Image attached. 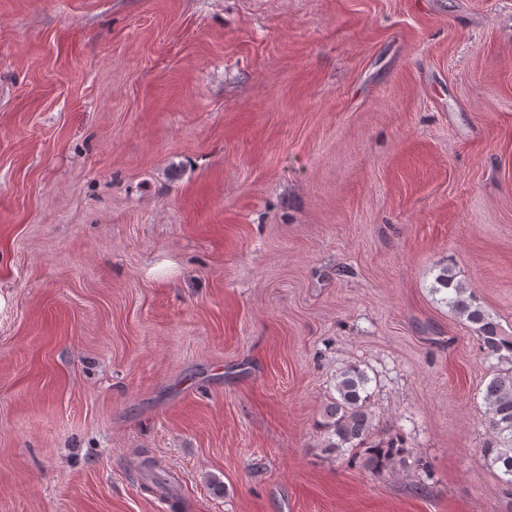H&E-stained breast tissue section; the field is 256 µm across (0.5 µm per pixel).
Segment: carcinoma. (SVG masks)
Returning <instances> with one entry per match:
<instances>
[{
    "label": "carcinoma",
    "mask_w": 512,
    "mask_h": 512,
    "mask_svg": "<svg viewBox=\"0 0 512 512\" xmlns=\"http://www.w3.org/2000/svg\"><path fill=\"white\" fill-rule=\"evenodd\" d=\"M432 289L448 291L445 303L473 326L486 354L497 360L498 369L483 390L487 424L496 437L485 453L492 463L501 465L507 482L512 484V336L504 333L468 288L456 280L452 268L438 269ZM370 382L367 373L357 366L347 367L337 378L336 396L326 406L322 423L323 448L328 453L333 455L345 448L368 444L375 418L368 392ZM368 452L370 465L384 468L403 455L405 443L396 437L368 448Z\"/></svg>",
    "instance_id": "1"
}]
</instances>
